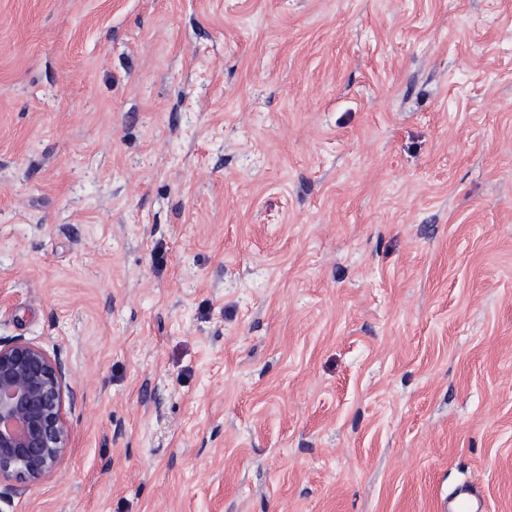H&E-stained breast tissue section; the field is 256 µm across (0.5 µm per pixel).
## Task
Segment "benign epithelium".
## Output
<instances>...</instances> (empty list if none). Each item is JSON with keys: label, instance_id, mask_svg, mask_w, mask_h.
<instances>
[{"label": "benign epithelium", "instance_id": "7a95c632", "mask_svg": "<svg viewBox=\"0 0 512 512\" xmlns=\"http://www.w3.org/2000/svg\"><path fill=\"white\" fill-rule=\"evenodd\" d=\"M66 378L42 347L0 340V481L35 484L61 465L71 443L64 403L74 399Z\"/></svg>", "mask_w": 512, "mask_h": 512}]
</instances>
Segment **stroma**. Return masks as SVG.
Masks as SVG:
<instances>
[{
    "instance_id": "1",
    "label": "stroma",
    "mask_w": 512,
    "mask_h": 512,
    "mask_svg": "<svg viewBox=\"0 0 512 512\" xmlns=\"http://www.w3.org/2000/svg\"><path fill=\"white\" fill-rule=\"evenodd\" d=\"M0 339V512H512V0H0ZM63 364L42 347L0 340V486L2 480L35 484L57 471L71 443L64 413ZM437 508L440 512H483L478 490L468 483L457 485Z\"/></svg>"
}]
</instances>
